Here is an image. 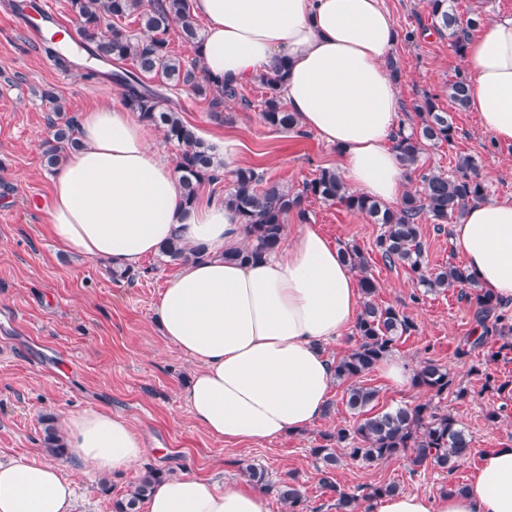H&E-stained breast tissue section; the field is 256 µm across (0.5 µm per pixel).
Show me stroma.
<instances>
[{"label": "stroma", "instance_id": "35a3bbf8", "mask_svg": "<svg viewBox=\"0 0 512 512\" xmlns=\"http://www.w3.org/2000/svg\"><path fill=\"white\" fill-rule=\"evenodd\" d=\"M384 4L402 35L392 54L399 70L401 123L417 127L413 107L429 94L457 127L452 144L425 146L416 172L407 178L408 187L417 186L420 172L450 174L459 157L470 156L479 165L487 197L512 203V145L495 144L476 113L458 111L448 99L449 81L466 69L463 57L435 32L423 0ZM71 59L73 68L61 69L28 23L0 4V460H47L42 415L59 419L106 409L129 418L150 448L138 464L102 480L71 471L74 512H112L114 501L150 467L169 476L187 472L221 483L244 479L248 465L264 469L273 482L295 476L310 507L336 512L334 498L321 489L322 464L312 450L336 425L356 420L343 400L344 385L333 387L330 411L301 434L260 445L224 444L193 419L184 391L196 365L164 340L154 320V303L174 265L152 256L135 281H117L107 262L68 254L49 237L46 204L53 174L40 148L50 136L43 89H53L73 117L92 105L121 103V91L112 82L85 78L90 60L84 50H73ZM241 91L251 108L229 101L217 116L207 100L187 90L171 91L170 96L180 102L183 118L200 137L238 139L246 166L264 170L273 180L297 189L320 169L336 168L335 150L318 135L301 138L264 125V90L258 82L243 84ZM304 206L311 223L338 247L363 249L380 285L377 302L396 306L415 323L414 331L397 340L393 357L414 369L434 361L456 379L455 389L435 398L410 384L389 387L379 370H372L365 382L379 391L377 410L433 398L472 438L471 455L452 473L417 469L403 459L370 467L346 460L333 473L337 486L350 492L393 483L403 492L435 496L465 485L484 451L512 447V353L495 355L491 343L461 353L473 324V307L460 290L413 299L408 270L385 264L373 249L379 225L338 204L309 198ZM453 235V224L439 228L423 222L431 266L463 264ZM461 387L466 396H458ZM491 412L497 413L496 422L487 421Z\"/></svg>", "mask_w": 512, "mask_h": 512}]
</instances>
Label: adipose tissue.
<instances>
[{
    "label": "adipose tissue",
    "instance_id": "1",
    "mask_svg": "<svg viewBox=\"0 0 512 512\" xmlns=\"http://www.w3.org/2000/svg\"><path fill=\"white\" fill-rule=\"evenodd\" d=\"M205 24L199 54L211 77L232 84L282 71L280 94L298 126L336 151L359 193L401 200L406 168L395 149L402 100L386 61L400 40L382 0H191ZM467 108L499 143H512V18L486 25L464 50ZM80 148L51 184L47 232L62 250L140 268L178 239L206 255L168 276L154 306L165 340L197 369L185 391L199 426L228 445L301 433L321 418L336 382L322 346L358 317L363 296L340 248L311 224L279 250L229 260L247 238L223 200L182 203L171 159L132 112L93 106L78 120ZM453 240L465 267L495 297L512 299V203L468 206ZM72 464L0 461V512H73L68 468L87 477L135 465L146 449L126 417L104 410L62 421ZM143 512H269L248 482L217 486L184 473L154 487ZM377 512H512V448L485 452L460 491L398 492Z\"/></svg>",
    "mask_w": 512,
    "mask_h": 512
}]
</instances>
